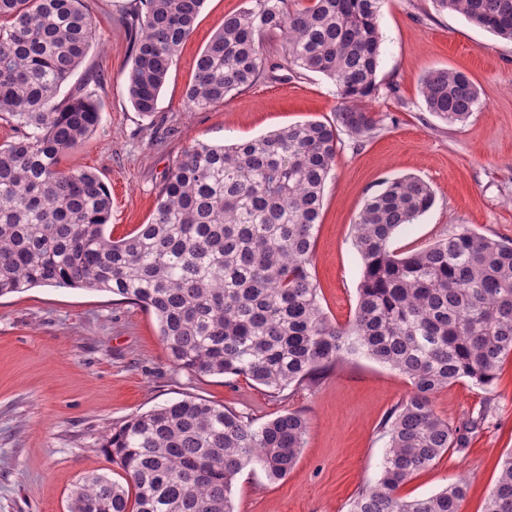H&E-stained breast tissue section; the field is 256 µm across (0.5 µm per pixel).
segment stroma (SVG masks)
Returning a JSON list of instances; mask_svg holds the SVG:
<instances>
[{
	"instance_id": "obj_1",
	"label": "stroma",
	"mask_w": 512,
	"mask_h": 512,
	"mask_svg": "<svg viewBox=\"0 0 512 512\" xmlns=\"http://www.w3.org/2000/svg\"><path fill=\"white\" fill-rule=\"evenodd\" d=\"M97 42L81 70L101 77L95 134L73 148L64 167L98 174L112 199L108 226L120 238L148 223L168 171L194 144H231L309 120L331 121L340 100L325 77H276L233 93L205 110L189 109L185 92L194 61L250 0H205L151 116L127 99L131 66L122 14L140 0H87ZM380 25L377 90L364 102L380 120L357 144L339 131L335 165L324 189L311 271L329 319L346 324L358 300L361 261L353 224L367 197L389 177L412 174L429 184L433 207L399 230L393 245L425 247L466 229L512 241V42L437 10L433 0H386ZM467 74L477 109L450 125L427 112L422 78L433 69ZM411 391L406 377L365 356L339 362L315 384L281 394L232 375H205L168 359L153 314L108 292L37 286L0 298V512H69L81 477L122 471L104 436L136 414L188 396L209 400L261 425L302 412L308 432L284 478L245 467L236 477V512H349L380 474L387 438L383 420ZM437 414L462 428L478 422L466 452L448 451L398 491L405 499L438 493L464 480L462 512H483L512 450V360L497 384L465 380L440 390Z\"/></svg>"
}]
</instances>
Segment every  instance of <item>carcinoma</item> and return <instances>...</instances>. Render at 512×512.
I'll use <instances>...</instances> for the list:
<instances>
[{
  "label": "carcinoma",
  "mask_w": 512,
  "mask_h": 512,
  "mask_svg": "<svg viewBox=\"0 0 512 512\" xmlns=\"http://www.w3.org/2000/svg\"><path fill=\"white\" fill-rule=\"evenodd\" d=\"M123 16L128 98L143 116L159 93L204 0H144ZM224 18L195 61L186 103L221 104L278 70L318 73L337 87L336 121H306L233 145L197 143L165 179L150 222L121 239L106 231L111 196L93 171L61 166L101 120L96 78L62 88L95 36L86 0H0V297L39 285L106 291L151 312L176 367L234 375L280 393L318 382L349 355L404 375L409 396L384 423L376 484L349 512H461L462 479L407 500L399 488L473 429L452 427L434 396L469 379L488 387L512 355V243L452 232L415 251L392 247L434 194L413 176L388 178L354 224L363 276L352 319L332 322L311 273L339 129L372 137L362 107L377 88L384 0H250ZM512 41V0H433ZM279 41L276 60L267 44ZM426 108L453 125L479 102L469 77L422 80ZM307 421L286 411L256 427L211 401L186 397L137 414L106 435L125 482L85 477L70 512H235L232 486L247 465L281 479L304 447ZM484 512H512V451L499 461Z\"/></svg>",
  "instance_id": "1"
}]
</instances>
